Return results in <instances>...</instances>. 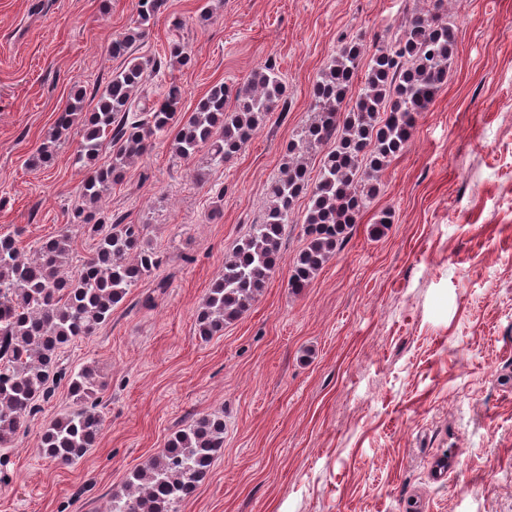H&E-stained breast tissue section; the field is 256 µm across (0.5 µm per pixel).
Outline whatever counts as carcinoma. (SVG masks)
Instances as JSON below:
<instances>
[{"mask_svg":"<svg viewBox=\"0 0 512 512\" xmlns=\"http://www.w3.org/2000/svg\"><path fill=\"white\" fill-rule=\"evenodd\" d=\"M160 7L161 0H138L137 18L112 41V55L127 54L145 36ZM455 46L447 0H426L422 10L404 13L400 22L378 35L365 64L362 45L353 39L342 44L312 86L314 118L302 126L299 139L285 147L282 171L267 187L262 222L251 225L224 258V269L197 311L201 337L222 333L263 292L279 267L283 230L302 195L308 196L303 223L307 244L293 261L288 287H306L341 249L349 229L375 198L379 174L406 147L416 118L448 80ZM148 74L165 81L158 63L131 59L112 73L94 111L84 113L75 162L86 175L73 223L27 254L19 247L20 231L0 234V448L14 447L38 402L49 398L62 378L74 408L44 430V457L73 463L102 431L103 420L93 403L105 382L93 364L64 367L62 349L93 335L130 289L162 263L146 239L144 225L101 211L112 185L173 128L170 149L176 157L188 160L205 150L211 165H226L287 97L281 73L266 65L237 85H214L186 116L176 85L153 101L142 94ZM357 83L356 101L347 109L346 100ZM79 112L77 96L74 105L58 115L35 163L52 160L56 143L68 135ZM325 146L318 170L311 171L308 154ZM106 147L111 156L99 164ZM75 229L93 239L94 250L72 274L68 262ZM223 448L224 419H194L167 448L130 473L123 492L112 495L109 512H179Z\"/></svg>","mask_w":512,"mask_h":512,"instance_id":"cac0c4a2","label":"carcinoma"}]
</instances>
